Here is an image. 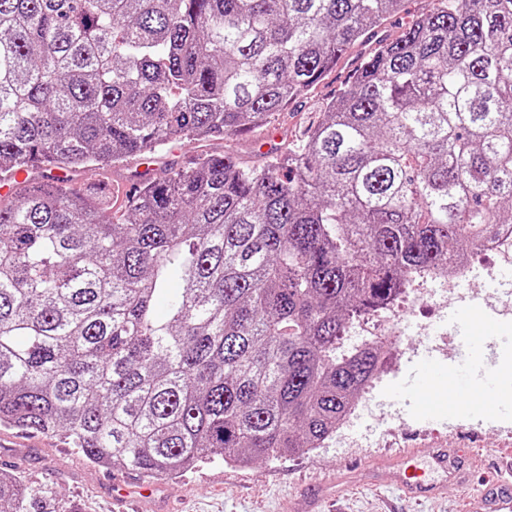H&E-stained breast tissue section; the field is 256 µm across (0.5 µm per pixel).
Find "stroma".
<instances>
[{
    "label": "stroma",
    "mask_w": 512,
    "mask_h": 512,
    "mask_svg": "<svg viewBox=\"0 0 512 512\" xmlns=\"http://www.w3.org/2000/svg\"><path fill=\"white\" fill-rule=\"evenodd\" d=\"M359 51L349 52L315 87L310 99L293 103L287 114L275 123L274 132L259 128L225 140L209 142L207 149L221 153L239 149L246 161L263 159L280 150L286 137L296 134L301 122L313 119V109L336 95L358 64ZM460 424L477 428L475 455L478 465L471 482L451 484L439 499L417 506L401 500L395 490L376 488L370 472L379 468L386 454L398 452L407 443L421 447L435 444L434 437L413 435L403 439L382 425L377 448H337L326 445L301 455L270 456L240 468L216 459L172 477L156 480L157 500L147 512H285L289 501L304 498L309 483L325 473L343 469L349 483L336 501L339 512H460V505L474 486L497 478V446L512 444V434L503 433L499 424L459 413ZM369 469H361L360 460ZM0 471L20 474L34 491L36 512H112L109 499L112 477L139 479V472L121 465L96 466L78 449L52 435L0 427Z\"/></svg>",
    "instance_id": "1"
}]
</instances>
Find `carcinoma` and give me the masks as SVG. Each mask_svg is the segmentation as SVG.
Instances as JSON below:
<instances>
[{
	"label": "carcinoma",
	"instance_id": "1",
	"mask_svg": "<svg viewBox=\"0 0 512 512\" xmlns=\"http://www.w3.org/2000/svg\"><path fill=\"white\" fill-rule=\"evenodd\" d=\"M404 0H0V176L257 129ZM512 229V0H437L296 141L0 198V426L174 476L330 436L356 318ZM0 471V512H30ZM97 171L101 175H99L98 172H90V173L82 172V173H77L76 175H74V179L76 180V182H78V184H80L81 182H94L97 180H102L103 175L108 174L110 181L113 184L112 185V192H113L112 205L114 207H118L121 204H123V202L127 199L125 197V195L129 194V193L122 191L124 183H125V180L122 179V176L119 175L120 173L122 174V172L117 171L115 174H112V172H111L112 167H110V166L105 167L104 170H97Z\"/></svg>",
	"mask_w": 512,
	"mask_h": 512
}]
</instances>
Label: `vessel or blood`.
Wrapping results in <instances>:
<instances>
[{
	"label": "vessel or blood",
	"mask_w": 512,
	"mask_h": 512,
	"mask_svg": "<svg viewBox=\"0 0 512 512\" xmlns=\"http://www.w3.org/2000/svg\"><path fill=\"white\" fill-rule=\"evenodd\" d=\"M453 315L466 321L463 342L473 360L497 333L508 327L497 311L479 307L464 298L458 300ZM465 361L459 359L447 365L432 349L419 351L409 362V377L388 392L387 405L395 409L415 405L421 418L434 424L449 413L466 411L479 418L499 413L512 403V392L501 388L494 377L483 375L479 380H471ZM449 384L455 386L457 398L445 408L432 401L431 395ZM466 477L465 461L442 444L428 454L414 448L388 455L383 469L375 474L374 482L396 485L408 500L418 502L436 496L442 485ZM342 486V481L332 480L313 490L301 512H321L322 501H336ZM145 499L144 487L131 488L121 481H113V512H142ZM464 512H512V480H499L483 488L477 497L467 500Z\"/></svg>",
	"instance_id": "1"
}]
</instances>
